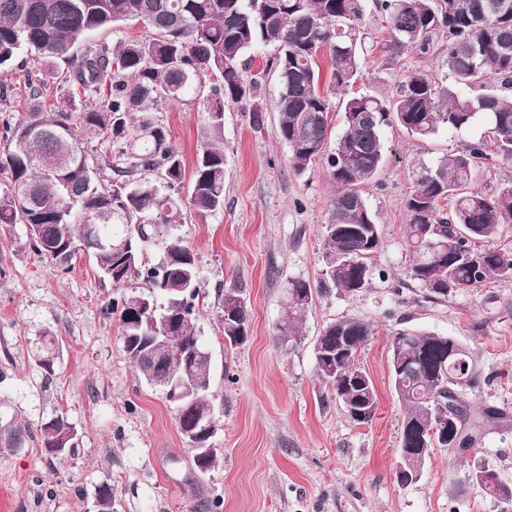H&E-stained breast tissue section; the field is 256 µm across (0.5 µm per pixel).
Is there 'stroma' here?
Masks as SVG:
<instances>
[{
    "instance_id": "1",
    "label": "stroma",
    "mask_w": 512,
    "mask_h": 512,
    "mask_svg": "<svg viewBox=\"0 0 512 512\" xmlns=\"http://www.w3.org/2000/svg\"><path fill=\"white\" fill-rule=\"evenodd\" d=\"M361 78L355 92L391 98L412 71L439 88L453 79L443 62L445 44L429 53L409 49L389 61L385 18L364 0ZM274 45H262L246 65L260 77L262 130L249 121L245 102L224 105V205L189 212L177 232L198 267V325L212 356V394L221 429L218 465L199 472L194 450L182 439L164 390L147 385L126 355L117 297L141 294L143 281L113 286L92 260L77 254L58 268L30 248L25 225H0V419L39 428L55 415L78 433L74 448L49 459L38 441L0 449V512H95L101 487L112 489L115 512H503L505 505L473 482L474 463L493 469L512 486V280L431 300L412 279L405 240V201L411 174L455 151L472 133L439 131L419 139L392 125L384 130L386 155L363 196L379 217L382 246L373 257L370 287L348 293L323 286L326 223L336 186L323 164L296 173L277 136L276 72L266 69ZM23 52L0 71V127L27 115V77L41 73ZM169 140L193 170L212 137L197 104L163 107L156 115ZM291 278L310 283L313 301L299 336H279L282 287ZM248 301L246 341L226 346L217 320L224 289ZM343 318L370 323L374 334L358 355L371 378L377 411L353 422L315 373L314 345L323 328ZM413 327L450 336L469 347L481 371L470 393L478 407L504 412L484 430L466 457L435 449L418 481L395 478L403 411L389 374L391 331ZM55 337L59 359L53 378L38 365L43 336Z\"/></svg>"
}]
</instances>
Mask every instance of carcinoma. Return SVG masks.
I'll list each match as a JSON object with an SVG mask.
<instances>
[{"label":"carcinoma","instance_id":"obj_1","mask_svg":"<svg viewBox=\"0 0 512 512\" xmlns=\"http://www.w3.org/2000/svg\"><path fill=\"white\" fill-rule=\"evenodd\" d=\"M386 17V51L394 60L409 48L427 51L435 36L446 42L444 62L455 88L438 89L423 71L406 75L387 99L358 95L344 101L342 128L329 140V93L321 90L319 58L332 63V87L353 85L359 78L362 37L359 23L363 0H0V67L11 64L23 49L48 66L58 87L73 84L97 101L76 112L71 105L32 112L6 126L8 148L0 154V224H30L34 252L63 267L75 254L87 253L116 285L141 278L146 294L113 299L123 348L145 382L166 391L174 405L178 430L196 423L183 409L193 401L212 409V379L196 381L181 372L188 350L205 346L198 327L200 286L195 256L175 233L184 223L185 206L199 213L224 206V143L208 142L198 154L190 185L185 165L170 144L167 131L150 112L159 101L182 102L191 97L216 132L224 125V100L252 102L250 124L264 127L265 109L254 102L258 83L244 77L245 55L263 43H275L266 67L277 72V135L289 149L298 174L317 161L324 163L336 184L328 222L324 282L345 292L369 287L372 256L381 246L380 225L368 207L362 187L376 177L385 156L383 129L396 124L409 134L427 138L441 128L462 131L486 125L480 137L412 173L406 201V246L410 274L432 299L479 288L492 278L512 279V255L482 243L494 238L502 224L512 223V179L485 192L472 186L473 174L486 161L512 157V0H376ZM130 20L143 22L152 35L116 44L113 49L89 44L81 54L78 43L98 31ZM470 90L467 95L457 92ZM116 145L112 156L86 151L78 131ZM188 188L187 196L182 189ZM452 201L449 211L441 202ZM125 240L122 256L104 250L100 241ZM163 260L146 265L152 243ZM312 293L309 282L290 279L288 312L278 326L285 338L299 335L310 303L295 297ZM164 303L143 317L128 320L136 300ZM180 318L169 354L140 359L132 336L164 335L162 319ZM224 341L231 347L246 336L249 311L235 319L217 312ZM371 326L355 318L326 325L317 342L327 355L346 342L348 354L333 362L315 360L318 378L336 399L359 402L375 415L374 385L352 382L357 354L372 336ZM454 338L416 329H399L389 336L390 377L403 408L398 451L429 453L435 448H472L482 432L502 422L492 407H476L465 391L479 387L472 353L453 362L448 346ZM39 366L46 378L54 374L56 342L42 337ZM458 377L463 384L445 383ZM459 400V420L448 436L431 431L449 396ZM68 423L56 416L38 433L13 422H0V447L21 448L26 438L39 436L51 458L67 449L52 447L55 434Z\"/></svg>","mask_w":512,"mask_h":512}]
</instances>
